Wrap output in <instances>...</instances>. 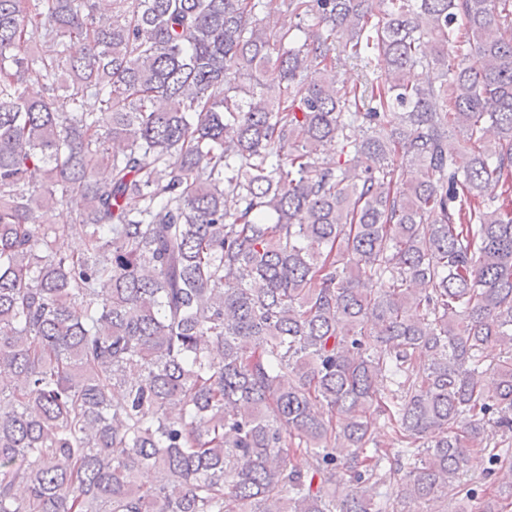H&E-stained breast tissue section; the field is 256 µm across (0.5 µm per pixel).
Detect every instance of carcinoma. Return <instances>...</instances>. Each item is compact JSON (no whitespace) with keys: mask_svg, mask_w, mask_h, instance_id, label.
Instances as JSON below:
<instances>
[{"mask_svg":"<svg viewBox=\"0 0 512 512\" xmlns=\"http://www.w3.org/2000/svg\"><path fill=\"white\" fill-rule=\"evenodd\" d=\"M281 5L0 0V512L512 506V0Z\"/></svg>","mask_w":512,"mask_h":512,"instance_id":"cac0c4a2","label":"carcinoma"}]
</instances>
